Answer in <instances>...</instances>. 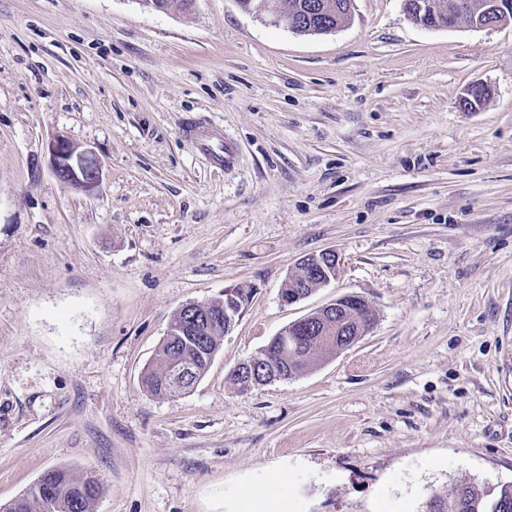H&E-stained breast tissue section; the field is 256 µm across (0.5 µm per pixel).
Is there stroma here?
Masks as SVG:
<instances>
[{
	"label": "stroma",
	"instance_id": "stroma-1",
	"mask_svg": "<svg viewBox=\"0 0 512 512\" xmlns=\"http://www.w3.org/2000/svg\"><path fill=\"white\" fill-rule=\"evenodd\" d=\"M0 0V504L55 467L94 512H425L512 484V22L424 28L352 0L295 33L278 0ZM481 84L473 109L460 100ZM241 153L212 167L187 117ZM64 139L100 169L65 184ZM336 281L287 305L299 260ZM254 291L188 394L142 375L179 308ZM348 349L248 391L227 374L346 294ZM304 257L298 263V272L296 275L289 277L294 283L299 282L296 288H307L311 292V278L316 279L320 286L318 288H325L330 285L332 281L336 280L339 271V256L335 250H326L320 254H313ZM318 265L320 271L313 269V265ZM321 275V277H319ZM310 288V289H309Z\"/></svg>",
	"mask_w": 512,
	"mask_h": 512
}]
</instances>
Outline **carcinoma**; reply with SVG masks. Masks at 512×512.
<instances>
[{
	"label": "carcinoma",
	"mask_w": 512,
	"mask_h": 512,
	"mask_svg": "<svg viewBox=\"0 0 512 512\" xmlns=\"http://www.w3.org/2000/svg\"><path fill=\"white\" fill-rule=\"evenodd\" d=\"M321 0H279L280 12L310 35L319 34L323 25H338L350 12L351 0H335L338 10L329 15L322 10L311 11L310 5ZM431 25L438 28L452 27L457 20L470 24L468 17L471 3L480 0H430ZM224 336L205 330V323L191 326L186 313L174 316L170 330L156 352L155 365L147 368L143 382L148 391L158 398H174L179 395L171 384V378L184 364L192 366L193 380L202 378L218 352ZM322 348L311 355L300 353L283 365L281 380L287 381L301 374L318 362ZM102 492L100 479L93 475L78 477L65 469H53L44 473L23 495L7 505V512H92L93 502ZM442 512H512V485H504L490 501L472 487L462 484L452 497L441 499Z\"/></svg>",
	"instance_id": "cac0c4a2"
}]
</instances>
